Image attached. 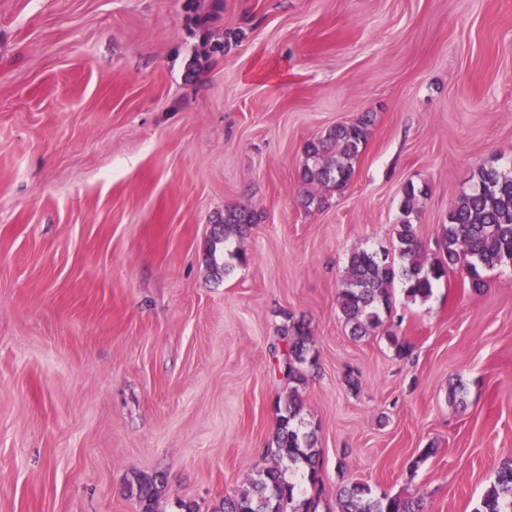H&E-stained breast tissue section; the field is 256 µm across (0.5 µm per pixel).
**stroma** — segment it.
Listing matches in <instances>:
<instances>
[{
  "label": "stroma",
  "instance_id": "35a3bbf8",
  "mask_svg": "<svg viewBox=\"0 0 512 512\" xmlns=\"http://www.w3.org/2000/svg\"><path fill=\"white\" fill-rule=\"evenodd\" d=\"M187 3L0 0V512H140L143 474L157 512L249 490L290 318L320 512L355 482L474 512L512 460V266L396 291L363 337L338 296L408 183L431 253L476 169H512V0ZM365 112L352 183L304 208L305 143ZM228 207L257 222L209 254ZM281 337L288 346V373L285 377L292 383L301 384L304 380L303 366L311 363L308 358L307 343L310 337V330L303 320L292 321L285 324L281 329ZM162 480L154 477H142L137 480V499L141 512H155V502L159 493V485Z\"/></svg>",
  "mask_w": 512,
  "mask_h": 512
}]
</instances>
